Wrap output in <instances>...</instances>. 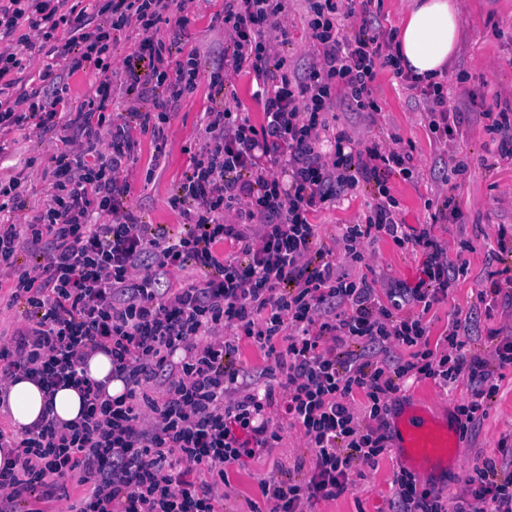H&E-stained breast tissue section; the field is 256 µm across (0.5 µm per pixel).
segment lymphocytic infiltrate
<instances>
[{
    "label": "lymphocytic infiltrate",
    "mask_w": 512,
    "mask_h": 512,
    "mask_svg": "<svg viewBox=\"0 0 512 512\" xmlns=\"http://www.w3.org/2000/svg\"><path fill=\"white\" fill-rule=\"evenodd\" d=\"M186 0H106L109 28H89L67 12V0H7L0 4V83L42 53L52 63L39 85L0 98V160L5 133L53 127L66 109L67 88L54 61L74 73L93 64L101 79L70 124L76 158L55 159L54 192L33 224H0V274L13 301H25L28 323L0 336V392L31 379L46 392L75 386L83 397L76 422L42 415L15 432L0 428V512L54 499L69 480L84 493L68 512H218L227 467L264 455L279 439L267 415L281 403L312 450L307 477L262 479L270 512H304L353 483L358 465L388 448L387 416L409 382L471 385L457 420L469 427L486 417L499 390L482 354L468 351L456 330L429 340L427 314L448 297L464 268L448 256L433 225L398 221L386 177L410 179L408 151L376 140L353 149L345 132L320 144L337 99L357 111L376 105L377 67L403 68L391 40L381 39L371 0H307L317 59L290 78L273 57L270 39L287 38L283 0H224L220 12L229 43L209 73L211 106L205 137L171 199L193 230L175 236L145 223L128 206L123 173L134 154L133 129L151 134L156 154L166 146L170 101L193 91L200 76L195 52L172 63L190 22ZM360 16L349 32L339 16ZM171 24L168 39L158 38ZM137 26L143 38L124 62L129 118H109L112 32ZM250 69L265 121L253 125L236 95L225 92L228 72ZM428 107L434 140L457 132L460 111L443 86L410 78ZM151 93L154 107L137 102ZM378 198L364 223L349 224L340 241L357 273L339 270L319 248L315 222L323 206L359 181ZM386 237L423 257L422 276L408 286L386 280L363 252L365 240ZM28 248L44 260L17 265ZM196 277L172 287L170 271ZM274 356L280 373L259 378L235 367L242 339ZM358 344L362 353L351 352ZM95 351L112 358L123 384L112 396L83 367ZM160 394H150L151 385ZM365 401L356 413V398ZM388 512H512V468L477 459L466 494L446 505L434 485L404 469L393 476Z\"/></svg>",
    "instance_id": "lymphocytic-infiltrate-1"
}]
</instances>
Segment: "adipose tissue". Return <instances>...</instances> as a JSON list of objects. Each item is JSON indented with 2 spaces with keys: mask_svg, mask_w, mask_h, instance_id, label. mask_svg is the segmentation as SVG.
I'll list each match as a JSON object with an SVG mask.
<instances>
[{
  "mask_svg": "<svg viewBox=\"0 0 512 512\" xmlns=\"http://www.w3.org/2000/svg\"><path fill=\"white\" fill-rule=\"evenodd\" d=\"M460 27L455 0H411L397 34L403 68L422 79L444 72L457 50ZM7 399L12 423L17 428L32 424L48 407L58 420L74 422L82 407L78 390L62 388L49 399L29 380L12 384Z\"/></svg>",
  "mask_w": 512,
  "mask_h": 512,
  "instance_id": "obj_1",
  "label": "adipose tissue"
}]
</instances>
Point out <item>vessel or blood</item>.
<instances>
[{"label": "vessel or blood", "instance_id": "b4317fda", "mask_svg": "<svg viewBox=\"0 0 512 512\" xmlns=\"http://www.w3.org/2000/svg\"><path fill=\"white\" fill-rule=\"evenodd\" d=\"M396 428L402 454L415 469L434 468L457 454L460 438L457 425L438 422L423 406L401 413Z\"/></svg>", "mask_w": 512, "mask_h": 512}]
</instances>
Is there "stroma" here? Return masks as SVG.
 Wrapping results in <instances>:
<instances>
[{
	"instance_id": "35a3bbf8",
	"label": "stroma",
	"mask_w": 512,
	"mask_h": 512,
	"mask_svg": "<svg viewBox=\"0 0 512 512\" xmlns=\"http://www.w3.org/2000/svg\"><path fill=\"white\" fill-rule=\"evenodd\" d=\"M457 3L461 13L459 48L439 77L449 104L463 113L464 121L453 140L442 145L432 138L422 98L388 67L377 69L371 84L377 112L368 116L336 106L335 127L356 140L374 138L386 142L395 136L411 145L412 163L417 170L414 180H404L397 174L388 178L398 202L400 222L412 226L430 223L443 201L453 199L454 220L436 225L435 232L453 252L459 250V243H469V250L462 252L468 268L447 300L434 305L428 318L432 336H441L453 323L468 348L480 351L488 328L512 324L511 312L499 306L486 307L478 299L479 291L498 279L503 266L512 267V256L500 261L493 254L499 226H512V157L500 153V138L489 133V121L483 116L490 109L512 108V0ZM222 5V0H191L189 5L191 23L183 44L185 50L198 54L200 79L197 88L183 94L175 105L164 154L155 156L150 135L136 137L127 202L143 221L167 225L175 233L189 230L182 213L172 208L170 200L202 143L201 120L211 104L208 75L224 58V28L216 18ZM283 23L288 29V41L278 51L287 60L289 76L294 77L307 66L315 44L307 24L305 0H288ZM116 38L108 111L123 114L129 101L121 85L122 61L134 53L140 37L131 27L117 33ZM68 120L64 114L44 133L25 128L7 136L10 154L0 163V178L14 177L21 182L24 207L15 215L19 223L35 222L53 192L54 159L69 149ZM461 161L468 165L462 174L455 170ZM375 202V184L363 181L336 205L318 212L319 242L332 250L337 264L345 262L338 244L343 225L364 222ZM365 256L368 262L383 268L390 280L412 285L420 276V254L397 247L388 238L366 241ZM502 375L500 390L487 417L464 437L458 460L450 461L446 470L425 477L426 482L438 486L445 500H455L464 491L477 456L500 458L502 442L512 443V367L503 368ZM419 394L429 398L435 413L451 418L457 406L468 401L471 387L464 379L446 388L426 379L409 386L400 398L408 401ZM267 415L280 440L269 454L243 460L228 469L229 494L220 504L221 512H267L260 479L271 470H279L287 481L303 477L297 464L310 460L311 450L302 429L290 424L281 406H271ZM402 466L398 441L390 439L377 463L362 466L353 486L336 498L314 503L311 512H387L393 475Z\"/></svg>"
}]
</instances>
